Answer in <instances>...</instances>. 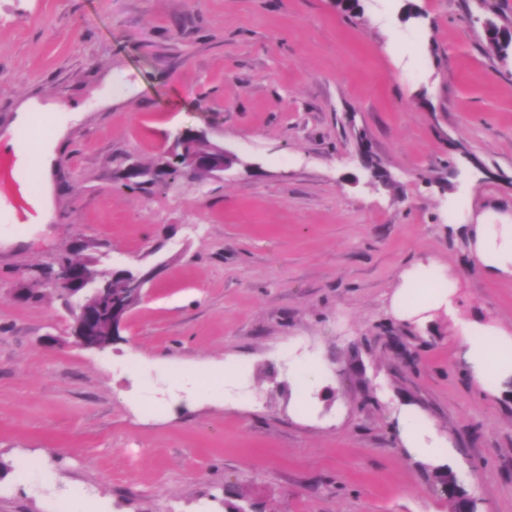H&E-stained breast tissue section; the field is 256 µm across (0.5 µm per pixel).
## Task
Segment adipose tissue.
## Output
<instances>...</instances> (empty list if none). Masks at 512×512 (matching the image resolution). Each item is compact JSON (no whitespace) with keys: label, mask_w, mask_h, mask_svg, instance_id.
Returning a JSON list of instances; mask_svg holds the SVG:
<instances>
[{"label":"adipose tissue","mask_w":512,"mask_h":512,"mask_svg":"<svg viewBox=\"0 0 512 512\" xmlns=\"http://www.w3.org/2000/svg\"><path fill=\"white\" fill-rule=\"evenodd\" d=\"M471 254L490 274L512 276V224H475ZM394 297L399 312L417 314L450 303L451 291L432 288L414 270L402 271ZM460 359L478 387L493 391L512 378V335L493 327L464 322L460 325ZM400 436L407 452L423 461L437 463L448 454L439 441H424L421 424L409 408L400 411Z\"/></svg>","instance_id":"adipose-tissue-1"}]
</instances>
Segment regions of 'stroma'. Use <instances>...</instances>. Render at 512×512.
Listing matches in <instances>:
<instances>
[{"label":"stroma","instance_id":"stroma-1","mask_svg":"<svg viewBox=\"0 0 512 512\" xmlns=\"http://www.w3.org/2000/svg\"><path fill=\"white\" fill-rule=\"evenodd\" d=\"M487 20L512 31V0H0V133H65L53 221L0 198V512L75 487L88 512H453L404 406L479 512H512V390L473 384L455 326L512 333V277L464 230L512 215V51ZM185 128L237 163L123 189ZM62 254L158 270L106 352L41 277ZM420 260L457 317L395 314ZM19 456L49 481L18 483ZM319 382V369L315 363L302 362L297 365L294 384L298 392L304 394L313 389ZM399 424L401 439L410 455L433 464L448 456V448L440 446L443 443L439 439L431 442L423 440L421 423L409 408L404 407L400 410Z\"/></svg>","mask_w":512,"mask_h":512}]
</instances>
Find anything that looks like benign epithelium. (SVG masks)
Returning a JSON list of instances; mask_svg holds the SVG:
<instances>
[{"label": "benign epithelium", "instance_id": "1", "mask_svg": "<svg viewBox=\"0 0 512 512\" xmlns=\"http://www.w3.org/2000/svg\"><path fill=\"white\" fill-rule=\"evenodd\" d=\"M185 131L174 138L167 155L178 163L181 171L188 174L205 169L208 174L220 176L238 162V158L224 150L212 146L206 157L195 154L189 143L183 140ZM54 275L46 280L57 288L64 289L73 300V337L83 348L102 351L112 344L116 336L125 328L129 310L112 304V281L103 278L90 268L77 270L53 262Z\"/></svg>", "mask_w": 512, "mask_h": 512}]
</instances>
